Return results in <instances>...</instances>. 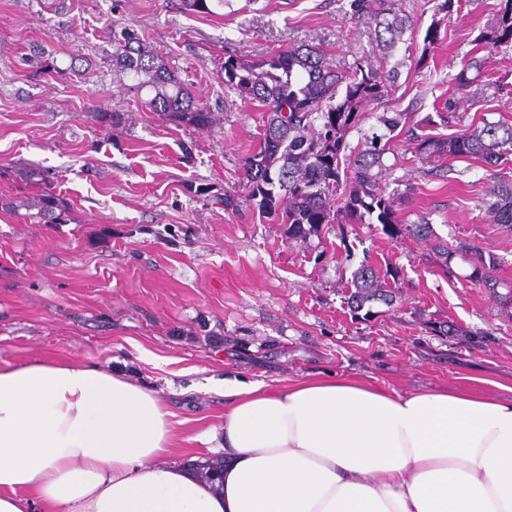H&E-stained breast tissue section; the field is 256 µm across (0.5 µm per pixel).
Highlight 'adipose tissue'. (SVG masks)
<instances>
[{"instance_id": "ef3b65f1", "label": "adipose tissue", "mask_w": 512, "mask_h": 512, "mask_svg": "<svg viewBox=\"0 0 512 512\" xmlns=\"http://www.w3.org/2000/svg\"><path fill=\"white\" fill-rule=\"evenodd\" d=\"M211 483L170 461L173 413L112 370L0 368V512H512V402L354 376L222 382Z\"/></svg>"}]
</instances>
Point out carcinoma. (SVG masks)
<instances>
[{
    "mask_svg": "<svg viewBox=\"0 0 512 512\" xmlns=\"http://www.w3.org/2000/svg\"><path fill=\"white\" fill-rule=\"evenodd\" d=\"M476 0H438L435 13L449 18L461 14ZM396 0H346L344 17L364 22L369 28L368 48L353 64L335 63L313 44L290 45L270 60L244 62L228 56L219 78L229 89L246 91L267 112L258 150L244 162L245 200L266 215L288 225V237L305 238L324 224H363L374 218L387 235H409L421 239L434 236L431 224H402L394 199L380 186L383 156L390 150L385 135L365 138L357 151L343 155L345 136L362 120L361 107L378 102L399 87L401 69L413 62L418 69L429 65L440 40L439 22L426 30L421 51L398 56L405 35L415 29L414 19L395 8ZM112 66L134 80V89H147L152 96L146 106L178 123L206 128L212 113L201 106L187 86L154 54L134 29L114 22L110 29ZM478 42L487 52L512 46V0H499L493 22ZM512 94V77L495 73L488 57L471 56L459 62L449 81L448 97L433 106L434 114L408 126L410 152L421 162L435 158L479 160L497 179L489 193L487 209L498 224L512 227V180L499 167L512 154V124L484 121L483 126L448 137L423 132L428 126L447 125L465 102L476 103L487 89ZM320 129L307 130L315 121ZM35 217L42 224L65 222L66 208L56 194L47 191L37 201ZM444 265L459 255L473 254L467 243L435 245ZM468 280L494 289L496 259L479 255L470 259ZM355 291L348 297L354 313L366 304L390 305V291L378 287V276L370 265L354 276Z\"/></svg>",
    "mask_w": 512,
    "mask_h": 512,
    "instance_id": "1",
    "label": "carcinoma"
}]
</instances>
